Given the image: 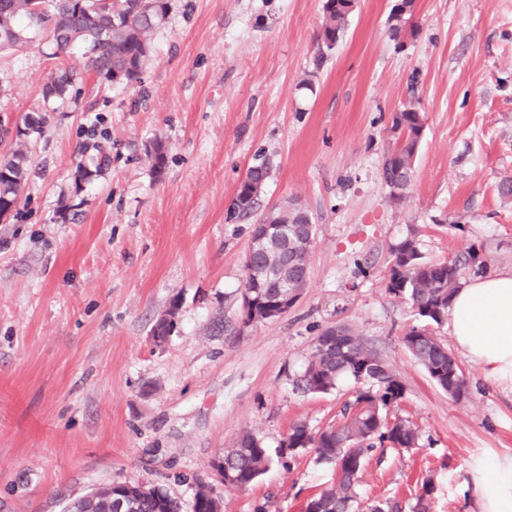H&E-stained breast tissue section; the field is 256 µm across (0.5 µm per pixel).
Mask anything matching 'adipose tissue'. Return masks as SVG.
Wrapping results in <instances>:
<instances>
[{
  "instance_id": "adipose-tissue-1",
  "label": "adipose tissue",
  "mask_w": 512,
  "mask_h": 512,
  "mask_svg": "<svg viewBox=\"0 0 512 512\" xmlns=\"http://www.w3.org/2000/svg\"><path fill=\"white\" fill-rule=\"evenodd\" d=\"M448 327L487 380L512 389V269L459 288L448 308ZM470 475L480 512H512V457L475 459Z\"/></svg>"
}]
</instances>
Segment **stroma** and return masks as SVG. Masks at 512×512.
I'll return each instance as SVG.
<instances>
[{
    "label": "stroma",
    "instance_id": "1",
    "mask_svg": "<svg viewBox=\"0 0 512 512\" xmlns=\"http://www.w3.org/2000/svg\"><path fill=\"white\" fill-rule=\"evenodd\" d=\"M394 2L357 0L318 71L323 0H169L140 82L88 75L64 102L43 97L45 36L0 57V116L46 118L20 211L0 220V512H64L125 480L163 485L187 510L203 480L224 512H305L335 483L312 453L231 492L211 463L244 432L274 452L293 423L333 419L359 382L315 394L296 378L337 325L393 367L403 395L388 414L419 433L371 452L359 498L411 501L428 478L432 512H479L469 465L512 455V391L462 355L466 399L439 388L405 347L418 320L387 272L408 238L429 262L474 249L484 273L512 268V201L497 190L512 177V0H416L397 41ZM406 105L426 124L394 199L380 168ZM103 151L101 173L75 184ZM259 155L261 205L298 199L316 232L297 301L245 328L253 221H228L227 205ZM176 294L177 327L155 343Z\"/></svg>",
    "mask_w": 512,
    "mask_h": 512
}]
</instances>
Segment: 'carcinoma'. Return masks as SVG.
Masks as SVG:
<instances>
[{
	"mask_svg": "<svg viewBox=\"0 0 512 512\" xmlns=\"http://www.w3.org/2000/svg\"><path fill=\"white\" fill-rule=\"evenodd\" d=\"M415 0H401L398 12L388 16L393 39L401 37L406 15L413 13ZM169 12V0H0V53L44 34L52 46L54 60L51 80L43 94L66 100L87 71L106 83H137L142 66L151 50V33L162 25ZM351 14L350 0H324L321 45L314 59L319 70L346 32ZM84 50L86 61L79 68L73 50ZM425 126L423 115L413 108L395 112L390 131L394 142L383 154L381 177L394 198L401 197L414 175L411 160L419 147ZM44 118L34 122L24 116L16 130L0 128V142L9 140L12 149L0 153V215L16 211L28 175L31 143L43 133ZM270 176L267 159L258 158L239 183L228 214L242 219L259 208L262 189ZM308 257L288 253L290 281L302 284ZM482 269L479 255L473 251L461 259L429 263L411 239L392 250L388 270V291L409 301L415 314L429 324L440 325L448 317V306L455 292L465 285L467 272ZM253 313L263 323L292 307L286 291L271 283L254 294ZM351 347L343 354L330 347L314 348L300 378V386L311 393H326L345 378L371 380V386L356 392L354 400L344 404L335 422L317 430L307 423H294L279 445L278 457L291 458L310 449L318 462L336 468V486L322 491L306 505V512H362L354 487L366 456L376 443L387 442L393 448H411L418 440L415 425L398 418L386 424L387 408L403 392L391 367L372 347L351 329ZM403 342L431 379L451 397L467 385L464 372L448 347L427 329L411 328ZM271 464L268 449L253 434H242L235 447L211 463L226 488L243 489L266 473ZM433 485L425 481L415 504L405 508L398 502L369 504L367 512H430ZM136 501L133 512H183L180 499L159 485L135 481L112 484V496L88 501V512H111L113 501ZM223 502L213 486L200 481L193 512H216Z\"/></svg>",
	"mask_w": 512,
	"mask_h": 512,
	"instance_id": "cac0c4a2",
	"label": "carcinoma"
}]
</instances>
